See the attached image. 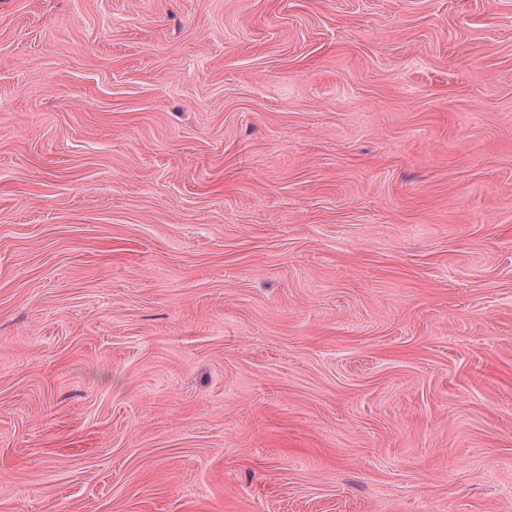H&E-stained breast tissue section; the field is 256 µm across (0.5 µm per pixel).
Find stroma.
<instances>
[{
	"mask_svg": "<svg viewBox=\"0 0 512 512\" xmlns=\"http://www.w3.org/2000/svg\"><path fill=\"white\" fill-rule=\"evenodd\" d=\"M0 512H512V0H0Z\"/></svg>",
	"mask_w": 512,
	"mask_h": 512,
	"instance_id": "stroma-1",
	"label": "stroma"
}]
</instances>
